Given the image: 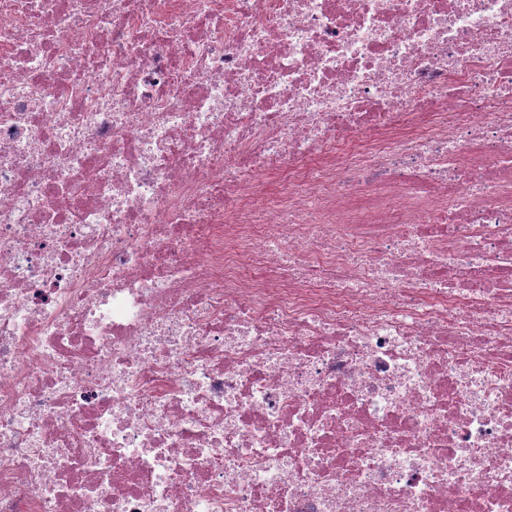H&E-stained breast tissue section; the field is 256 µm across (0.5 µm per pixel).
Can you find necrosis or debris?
Masks as SVG:
<instances>
[{
    "label": "necrosis or debris",
    "mask_w": 512,
    "mask_h": 512,
    "mask_svg": "<svg viewBox=\"0 0 512 512\" xmlns=\"http://www.w3.org/2000/svg\"><path fill=\"white\" fill-rule=\"evenodd\" d=\"M0 512H512V0H0Z\"/></svg>",
    "instance_id": "obj_1"
}]
</instances>
